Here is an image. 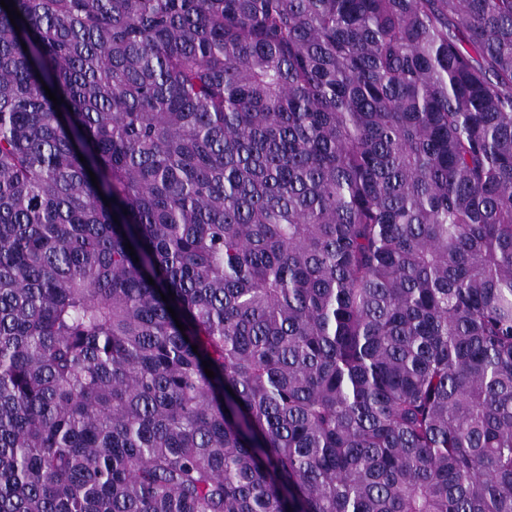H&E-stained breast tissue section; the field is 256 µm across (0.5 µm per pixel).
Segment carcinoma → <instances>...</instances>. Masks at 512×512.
Wrapping results in <instances>:
<instances>
[{
	"instance_id": "carcinoma-1",
	"label": "carcinoma",
	"mask_w": 512,
	"mask_h": 512,
	"mask_svg": "<svg viewBox=\"0 0 512 512\" xmlns=\"http://www.w3.org/2000/svg\"><path fill=\"white\" fill-rule=\"evenodd\" d=\"M13 2L0 512H512V0Z\"/></svg>"
}]
</instances>
